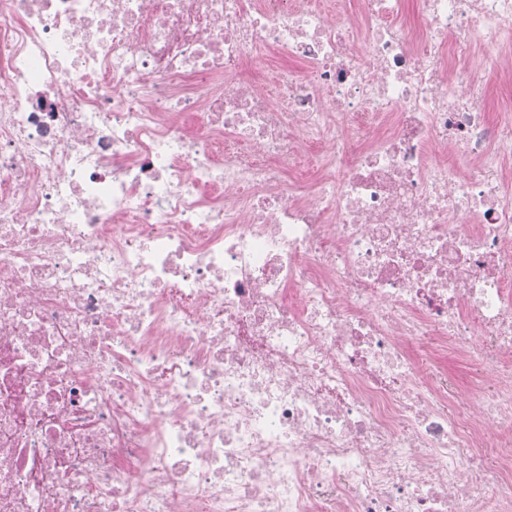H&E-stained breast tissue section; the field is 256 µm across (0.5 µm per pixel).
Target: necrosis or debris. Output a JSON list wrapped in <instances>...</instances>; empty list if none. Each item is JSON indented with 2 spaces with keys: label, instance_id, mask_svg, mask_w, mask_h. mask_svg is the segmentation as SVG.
I'll return each instance as SVG.
<instances>
[{
  "label": "necrosis or debris",
  "instance_id": "necrosis-or-debris-1",
  "mask_svg": "<svg viewBox=\"0 0 512 512\" xmlns=\"http://www.w3.org/2000/svg\"><path fill=\"white\" fill-rule=\"evenodd\" d=\"M0 512H512V0H0Z\"/></svg>",
  "mask_w": 512,
  "mask_h": 512
}]
</instances>
